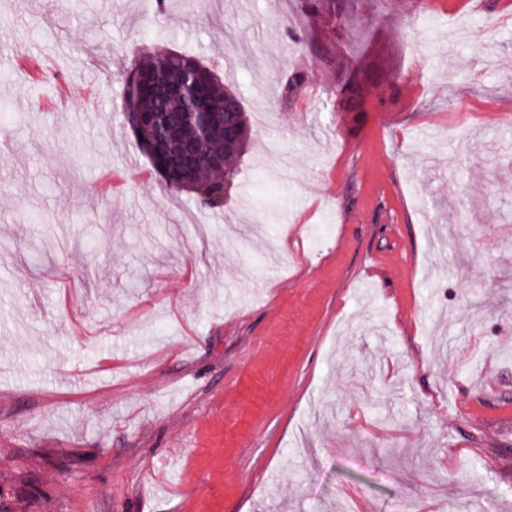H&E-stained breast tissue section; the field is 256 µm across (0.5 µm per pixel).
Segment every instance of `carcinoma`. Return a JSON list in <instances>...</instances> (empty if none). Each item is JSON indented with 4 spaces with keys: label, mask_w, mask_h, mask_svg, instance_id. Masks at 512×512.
<instances>
[{
    "label": "carcinoma",
    "mask_w": 512,
    "mask_h": 512,
    "mask_svg": "<svg viewBox=\"0 0 512 512\" xmlns=\"http://www.w3.org/2000/svg\"><path fill=\"white\" fill-rule=\"evenodd\" d=\"M185 54L177 51H147L138 52L135 61V77L138 78L137 95L135 105L140 112H156L162 110L169 113L171 129L161 149V155L168 160L176 158L182 149L184 140L194 128V119L189 113V107L179 99H160L151 93V83L159 82L179 83L183 79L181 59ZM203 91L209 98L214 120L237 128V137L231 141L213 140L201 145L204 155L211 153L224 154V168L215 169L207 164H201L196 186L174 187L165 175V167L154 158H149L153 170L161 178L166 188L179 192H189L195 196L204 206L216 209L221 207L219 192L224 182L234 177L236 164L244 153L252 136V128L249 124L247 113L242 103H237L234 112L224 111V99L236 98V95L224 87L217 75H212L209 83L203 86ZM139 148L152 143L156 139L154 127L146 120L138 127H130Z\"/></svg>",
    "instance_id": "cac0c4a2"
}]
</instances>
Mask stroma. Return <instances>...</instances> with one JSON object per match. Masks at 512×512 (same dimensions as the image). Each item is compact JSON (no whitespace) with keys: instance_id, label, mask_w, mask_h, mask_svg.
<instances>
[{"instance_id":"1","label":"stroma","mask_w":512,"mask_h":512,"mask_svg":"<svg viewBox=\"0 0 512 512\" xmlns=\"http://www.w3.org/2000/svg\"><path fill=\"white\" fill-rule=\"evenodd\" d=\"M166 2L0 0V512H512V0ZM141 47L245 104L221 210ZM199 64L200 61L198 59L196 60L192 56L177 51H139L134 70L135 77L138 78L135 105L138 112H147V114L152 112L148 115L154 127L145 119H142L138 127H133L127 109L124 113V118L135 138L136 145L143 151H146L153 170L161 178L166 188L175 192H189L204 206L216 209L221 207L219 199L221 187H224L226 180L230 181L234 177L236 164L251 139L252 128L249 124L245 108L238 97L231 90L224 87V82L209 67L206 66L212 74V79L202 89L209 98L212 112H214V120L216 122L224 121V125L235 126L237 128V137L234 140L223 142L221 140H224V125L215 126L207 120H202L201 124L204 134L209 138L220 140L205 142L201 145L200 149L203 155L223 153L224 156L222 154L210 155L208 157V164L211 167L205 162L201 164L197 173L196 188H179L172 186L168 182L163 164L154 159L144 147L155 141L156 133L158 142L165 138L170 119L171 129L160 153L167 160H171L176 158L181 152L177 162L168 172L174 176L175 181L180 187L189 186L192 183L200 157L196 140L191 138L183 144L194 128V119L189 113V107L184 102L192 101L194 103L195 101V86L190 76L197 70ZM181 67L189 76V80L177 86L160 85L157 91L162 97H178L180 100L176 98L160 99L153 96L151 93V83L175 84L181 82L183 79ZM224 98H233L237 101L236 112H224ZM159 110L164 112H156ZM166 112H169V115ZM150 151L152 153L159 152L157 142L150 146ZM203 191L210 192L202 194Z\"/></svg>"}]
</instances>
